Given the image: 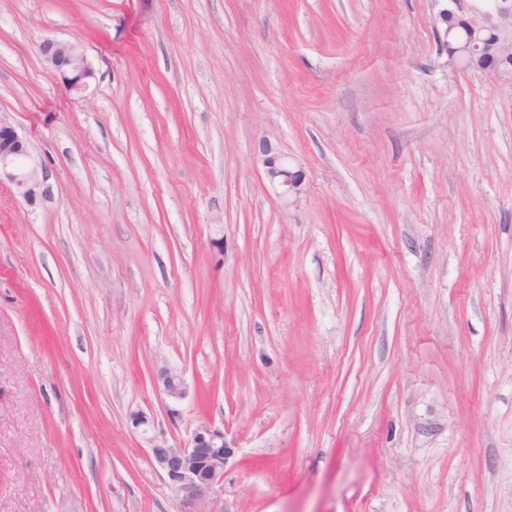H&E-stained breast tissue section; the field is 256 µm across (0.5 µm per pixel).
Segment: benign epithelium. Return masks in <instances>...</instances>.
I'll use <instances>...</instances> for the list:
<instances>
[{
  "label": "benign epithelium",
  "mask_w": 512,
  "mask_h": 512,
  "mask_svg": "<svg viewBox=\"0 0 512 512\" xmlns=\"http://www.w3.org/2000/svg\"><path fill=\"white\" fill-rule=\"evenodd\" d=\"M436 23L450 15L454 25L443 28L448 57L466 68L486 72L512 84V0H435ZM40 53L53 75L69 91L88 87L93 70L80 45L47 37ZM257 155L269 184L285 203L304 190V172L268 137L257 144ZM5 175L22 200L34 206L51 199L49 168L31 159V143L22 128L0 113V175ZM155 386L178 400L187 392L182 374L160 370ZM135 432L145 436L151 463L170 489L180 497L181 512H219L212 508L224 493V472L235 454L224 429L210 423L197 425L184 441H169L162 433H149L151 421L142 411L130 414Z\"/></svg>",
  "instance_id": "1"
}]
</instances>
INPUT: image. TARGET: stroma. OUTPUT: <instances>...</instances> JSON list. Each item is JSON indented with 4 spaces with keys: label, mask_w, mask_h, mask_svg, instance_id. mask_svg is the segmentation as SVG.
<instances>
[{
    "label": "stroma",
    "mask_w": 512,
    "mask_h": 512,
    "mask_svg": "<svg viewBox=\"0 0 512 512\" xmlns=\"http://www.w3.org/2000/svg\"><path fill=\"white\" fill-rule=\"evenodd\" d=\"M436 12L0 0V111L54 190L0 185V512H180L138 410L225 428V512H512V86ZM40 53L68 91L86 90L94 73L80 45L47 37L40 44ZM257 155L267 181L283 202L288 203L303 193L304 172L294 169L288 157L280 152L270 138L263 137L258 141ZM155 386L167 397L174 400L183 398L187 392L183 375L168 368H163L157 374Z\"/></svg>",
    "instance_id": "35a3bbf8"
}]
</instances>
